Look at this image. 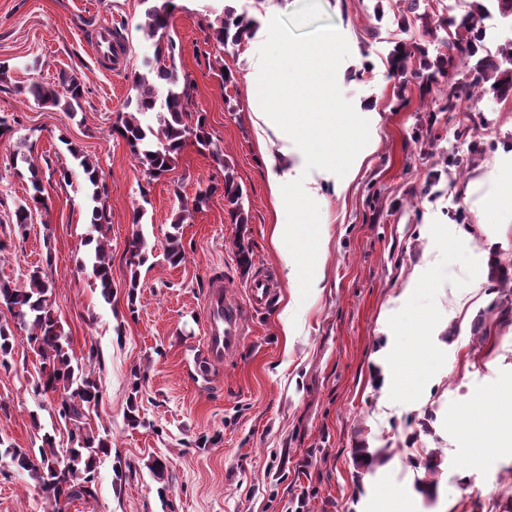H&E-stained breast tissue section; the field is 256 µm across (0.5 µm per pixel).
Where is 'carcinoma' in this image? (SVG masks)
Listing matches in <instances>:
<instances>
[{
	"label": "carcinoma",
	"instance_id": "cac0c4a2",
	"mask_svg": "<svg viewBox=\"0 0 512 512\" xmlns=\"http://www.w3.org/2000/svg\"><path fill=\"white\" fill-rule=\"evenodd\" d=\"M406 11L416 14L425 32H445L440 41L441 50L435 60L427 57L424 48L411 42H402L390 57L392 75L398 77L397 97L404 96L407 89V63L419 57L415 78L419 79V95L426 102L429 117L427 130H432L438 112H459L463 103L490 89L501 100L512 97V68H501V61L512 64V40L499 46L494 52L485 50L477 56L481 31L478 19L487 11L483 0H472L470 10L461 18H434L428 11H420V0H404ZM145 4L144 23L141 25L147 38L154 41L153 57L143 61L144 71L134 74L135 94L127 98L125 111L120 113L112 126V132L123 138L133 157L143 167L149 179H156L171 171L178 154L188 139H194L202 150H207L217 165L224 168V201L232 224L246 223L243 205V190L235 181L230 167L224 163V154L216 147L207 129L205 114L196 115L195 126L184 122L186 106L190 98L189 85L180 83L175 64L176 43L169 33V22L175 11L173 0H142ZM249 20L235 14L231 8L209 23L214 48L223 50L227 45H238L247 31ZM490 87H485V84ZM28 92L34 101L48 107H63L76 113L82 110L81 101L85 88L78 78L62 79L60 88L38 82L30 84ZM157 116V124L148 121V116ZM92 187L89 195L90 224L100 234L96 239L94 255L89 257L95 284L105 302L112 297V273L110 258L101 234L110 223V213L104 200L105 187L97 166L87 157L73 154ZM28 165L32 192L29 199L21 202L13 212L14 224L25 231L32 224L33 214L48 209V197L44 195L39 168L31 158V147L24 141L11 153L9 166ZM216 191L210 186L199 192L192 207H183L181 215L172 224L174 232L167 236L164 259L177 266L185 259L179 225L188 218V213L199 211L208 196ZM144 211L134 212L132 224L136 225L129 243V265L131 277L128 285V309L135 312L136 288L139 287L140 267L149 260L147 241L139 228ZM53 280L40 269L28 275L24 285H13L0 280V305L6 307L17 319L15 328L0 324V365L8 363L16 342L14 330L28 332V343L37 357L38 382L36 390L57 395L58 416L73 426L70 448L56 446L55 438L45 433L37 450L5 447L0 456L10 458L11 464L27 473L35 487L44 496L51 512H63L62 505L76 500L95 497L96 473L100 459L112 451V441L106 435L95 433L87 426V420L101 398L100 386L91 370V364L99 360L98 351L90 348L87 356L76 359L69 352V336L65 333L53 309ZM441 458L438 452L428 453L424 464L426 478L416 481L417 489L430 496L435 491Z\"/></svg>",
	"mask_w": 512,
	"mask_h": 512
}]
</instances>
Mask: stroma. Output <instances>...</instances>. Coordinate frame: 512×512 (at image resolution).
Wrapping results in <instances>:
<instances>
[{"label":"stroma","instance_id":"stroma-1","mask_svg":"<svg viewBox=\"0 0 512 512\" xmlns=\"http://www.w3.org/2000/svg\"><path fill=\"white\" fill-rule=\"evenodd\" d=\"M233 5L260 21L252 0H189L171 17L178 73L191 84L187 125L205 112L212 139L235 169L249 216L232 224L224 174L212 156L187 142L172 171L147 179L112 126L133 96L132 80L154 45L140 28L141 0H0V116L17 119L42 169L49 211L35 213L26 233L7 214L29 190L27 171L7 168L14 141H0V279L25 282L51 266L52 301L75 356L97 346L102 398L90 423L105 428L112 453L98 467L97 496L68 512H512V449L467 447L458 420L483 406L481 432L500 421L485 400L512 382V214L491 216L488 202L512 195V99L486 93L472 102L470 169L448 155L466 153L453 135L456 118L441 112L433 145L414 133L427 118L416 84L400 105L389 56L413 39L436 55L421 28H401L403 0H281L280 25L301 44L326 31L340 38L330 81L340 112H376L370 154L320 219L329 245L324 286L290 289L270 242L275 215L264 181L245 78L230 85L240 47L218 52L208 29L212 8ZM113 27L124 45L122 70L98 68L85 41ZM377 66L361 72L363 57ZM73 75L87 88L82 112L38 105L31 82ZM97 165L111 215L107 232L113 297L94 284L87 245L91 188L73 158ZM70 171L61 179L60 171ZM215 186L208 204L181 224L186 259L153 258L140 269L136 312L127 307L128 245L133 213L144 209L150 248H162L172 221L198 190ZM492 250H485L487 238ZM252 252L242 268L236 242ZM262 270L277 288L269 311L253 312L247 285ZM222 279L243 313L241 348L208 374L205 297ZM291 310H284V300ZM36 356L17 332L9 366H0V440L36 448L43 434L69 445L68 423L52 395L35 392ZM137 400L141 424L127 421ZM389 449L367 469L355 449ZM439 451L435 499L416 491L423 468L410 449ZM164 462L155 471V462ZM26 473L0 459V512H47Z\"/></svg>","mask_w":512,"mask_h":512}]
</instances>
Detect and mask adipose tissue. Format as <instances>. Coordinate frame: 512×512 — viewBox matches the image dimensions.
Instances as JSON below:
<instances>
[{
	"label": "adipose tissue",
	"instance_id": "1",
	"mask_svg": "<svg viewBox=\"0 0 512 512\" xmlns=\"http://www.w3.org/2000/svg\"><path fill=\"white\" fill-rule=\"evenodd\" d=\"M261 29L245 35L238 67L247 78L252 123L265 165L268 197L277 214L272 244L293 288H321L317 257L325 234L303 241L299 227L314 202L341 196L368 154L370 131L347 112L326 111V72L336 65V37L329 34L296 48L280 29L279 0H259ZM311 257L297 259L298 248Z\"/></svg>",
	"mask_w": 512,
	"mask_h": 512
}]
</instances>
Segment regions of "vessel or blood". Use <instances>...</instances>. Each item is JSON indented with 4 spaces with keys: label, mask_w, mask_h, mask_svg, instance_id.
<instances>
[{
    "label": "vessel or blood",
    "mask_w": 512,
    "mask_h": 512,
    "mask_svg": "<svg viewBox=\"0 0 512 512\" xmlns=\"http://www.w3.org/2000/svg\"><path fill=\"white\" fill-rule=\"evenodd\" d=\"M93 54L98 58L116 59L120 50L108 29H101L91 43ZM248 302L258 311L271 307L275 293L267 275H255L247 288ZM207 320L205 325V346L208 364L223 362L236 353L243 341L244 325L237 307L231 306L226 298L222 282H215L206 299Z\"/></svg>",
    "instance_id": "obj_1"
}]
</instances>
